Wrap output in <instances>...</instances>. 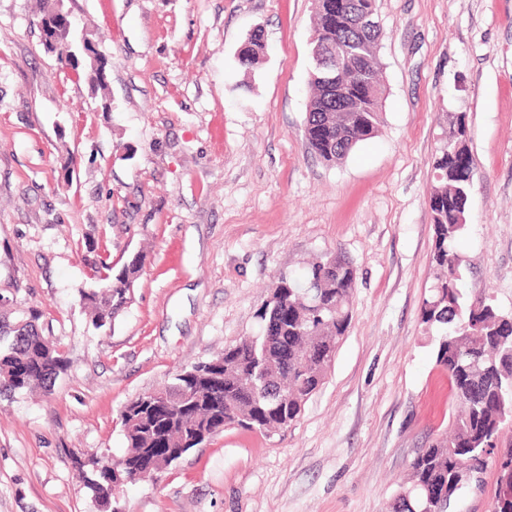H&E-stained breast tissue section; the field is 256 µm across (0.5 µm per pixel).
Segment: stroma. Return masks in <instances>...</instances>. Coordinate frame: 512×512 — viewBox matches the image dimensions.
Masks as SVG:
<instances>
[{"mask_svg":"<svg viewBox=\"0 0 512 512\" xmlns=\"http://www.w3.org/2000/svg\"><path fill=\"white\" fill-rule=\"evenodd\" d=\"M39 0H0V322L38 311L68 361L0 394V512H96L76 459L119 457L123 406L259 330L281 274L338 253L351 325L287 428L228 427L119 488L122 512H389L458 412L421 321L436 282L432 163L464 116L460 287L512 313V0H376L379 133L341 163L307 147L311 0H65L105 94L44 50ZM261 30L253 71L237 54ZM146 256L110 330L81 291ZM495 462L457 494L490 512Z\"/></svg>","mask_w":512,"mask_h":512,"instance_id":"obj_1","label":"stroma"}]
</instances>
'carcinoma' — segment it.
Wrapping results in <instances>:
<instances>
[{
    "mask_svg": "<svg viewBox=\"0 0 512 512\" xmlns=\"http://www.w3.org/2000/svg\"><path fill=\"white\" fill-rule=\"evenodd\" d=\"M337 2L345 13L376 11V0ZM316 18L317 48L325 42L346 45L361 37L370 42L366 65L376 88L373 97L351 101L338 109L327 98L322 70L313 68L315 92L309 101L304 136L309 149L334 165L378 132L384 88L376 81L372 49L378 45L381 29L376 23L366 31L355 27L338 31L324 12L317 11ZM264 52L263 38L260 32H254L242 45L238 62L251 69ZM471 165L467 128L459 117L433 163L437 186L430 197L435 228L432 263L442 277L423 302L421 320L442 331L436 359L447 372L462 412L453 420L448 437L422 449L412 460L408 477L392 504L393 512H424L439 498L448 497V479L467 468L472 457L494 447L503 428L502 417H512V316L484 300L467 302L458 284L460 255L456 242L467 220ZM142 265L143 255L136 253L116 274L105 261L96 268L93 277L102 286L81 294L92 308L95 329L111 327L116 314L128 303ZM354 283V269L340 255L334 263L330 256H324L299 278L280 276L279 301L258 312L257 336L224 349V354L210 359L211 365L202 373H179L165 389L170 396L190 393L181 410L170 413L145 394L124 406V464L142 476L153 472L150 464L154 457L192 447L187 439L195 427L204 426L215 435L235 424L265 431L292 423L322 384L337 340L350 325ZM312 284L320 292L315 305L305 299ZM37 320V314L30 315L14 329L10 342L0 346L1 393L47 392L68 368L57 346L43 336ZM248 383L252 390L246 393L244 385ZM104 463L109 465L111 461L106 457L78 461L94 503L113 494L112 486L101 479Z\"/></svg>",
    "mask_w": 512,
    "mask_h": 512,
    "instance_id": "1",
    "label": "carcinoma"
}]
</instances>
